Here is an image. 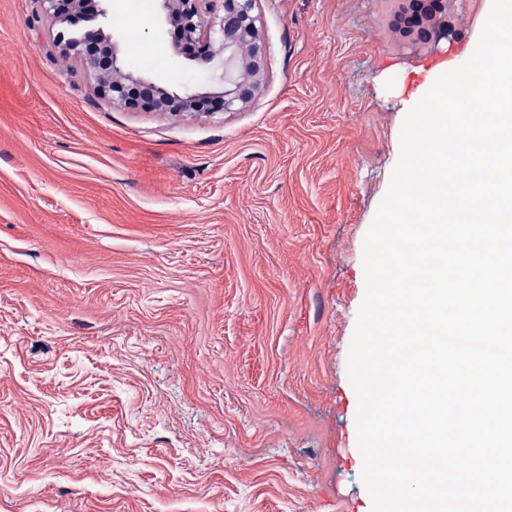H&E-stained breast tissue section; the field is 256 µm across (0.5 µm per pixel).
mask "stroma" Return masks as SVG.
Segmentation results:
<instances>
[{
    "label": "stroma",
    "instance_id": "1",
    "mask_svg": "<svg viewBox=\"0 0 512 512\" xmlns=\"http://www.w3.org/2000/svg\"><path fill=\"white\" fill-rule=\"evenodd\" d=\"M413 48L404 0H258L265 77L235 112H132L0 0V512H371L346 364L364 236L408 110L474 53ZM126 71L172 91L158 0Z\"/></svg>",
    "mask_w": 512,
    "mask_h": 512
}]
</instances>
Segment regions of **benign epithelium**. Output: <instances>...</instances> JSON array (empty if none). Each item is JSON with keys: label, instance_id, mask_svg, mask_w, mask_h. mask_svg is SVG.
<instances>
[{"label": "benign epithelium", "instance_id": "obj_1", "mask_svg": "<svg viewBox=\"0 0 512 512\" xmlns=\"http://www.w3.org/2000/svg\"><path fill=\"white\" fill-rule=\"evenodd\" d=\"M167 24L177 33L176 54L214 72L208 91L177 93L151 78L121 71L120 46L104 34L106 10L96 0H44L46 11L65 24L58 39L97 80L98 92L142 112H234L252 101L264 80L257 0H159ZM437 18L420 27L412 43L432 46L456 36L448 23L447 0H409V18Z\"/></svg>", "mask_w": 512, "mask_h": 512}]
</instances>
